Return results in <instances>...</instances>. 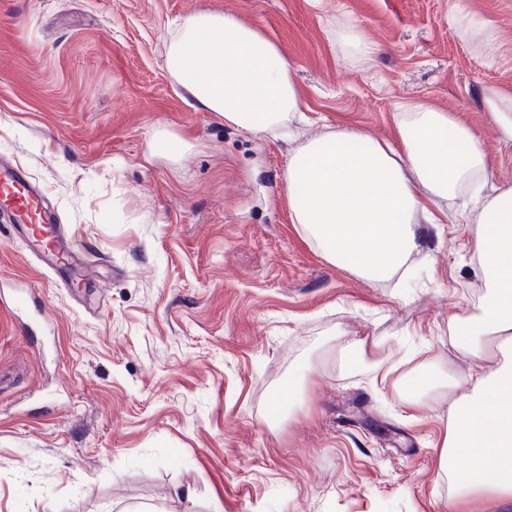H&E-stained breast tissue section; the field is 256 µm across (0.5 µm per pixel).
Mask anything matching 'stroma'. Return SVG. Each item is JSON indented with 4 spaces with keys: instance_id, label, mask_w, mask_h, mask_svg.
I'll return each instance as SVG.
<instances>
[{
    "instance_id": "obj_1",
    "label": "stroma",
    "mask_w": 512,
    "mask_h": 512,
    "mask_svg": "<svg viewBox=\"0 0 512 512\" xmlns=\"http://www.w3.org/2000/svg\"><path fill=\"white\" fill-rule=\"evenodd\" d=\"M205 12L278 47L298 139L224 121L169 70L179 24ZM493 90L512 96V0H0V158L101 260L74 285L0 211V288L32 285L46 310L37 332L0 311V512H506L449 509L434 451L471 389L448 313L487 296L475 225L437 200L407 285L370 281L295 224L287 179L327 127L391 143L423 100L512 185ZM163 136L175 150L155 151ZM354 339L372 360L344 363ZM427 363L451 392L403 398Z\"/></svg>"
}]
</instances>
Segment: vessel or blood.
Instances as JSON below:
<instances>
[{
	"mask_svg": "<svg viewBox=\"0 0 512 512\" xmlns=\"http://www.w3.org/2000/svg\"><path fill=\"white\" fill-rule=\"evenodd\" d=\"M0 206L11 211L27 239L60 268L76 272L95 268L94 260L75 251L70 228L55 223L43 205L39 189L22 167L0 168Z\"/></svg>",
	"mask_w": 512,
	"mask_h": 512,
	"instance_id": "1",
	"label": "vessel or blood"
}]
</instances>
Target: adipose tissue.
<instances>
[{
  "label": "adipose tissue",
  "mask_w": 512,
  "mask_h": 512,
  "mask_svg": "<svg viewBox=\"0 0 512 512\" xmlns=\"http://www.w3.org/2000/svg\"><path fill=\"white\" fill-rule=\"evenodd\" d=\"M167 64L202 108L246 130L277 132L300 111L276 45L232 15L188 18ZM396 134L397 149L359 128L339 127L296 150L288 162L294 221L329 262L389 280L419 251L416 216L426 200L452 196L474 214L489 294L478 314L448 317L452 349L476 365L471 392L448 401L437 453L442 470L456 477L449 506L476 495L512 504V186L485 193L482 141L427 103L407 105ZM462 457L468 464L460 473Z\"/></svg>",
  "instance_id": "ef3b65f1"
}]
</instances>
